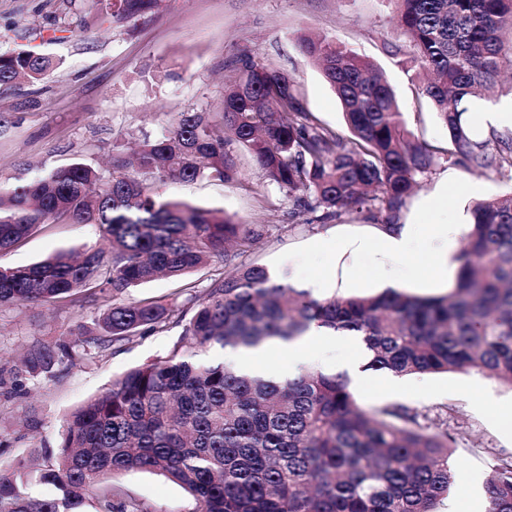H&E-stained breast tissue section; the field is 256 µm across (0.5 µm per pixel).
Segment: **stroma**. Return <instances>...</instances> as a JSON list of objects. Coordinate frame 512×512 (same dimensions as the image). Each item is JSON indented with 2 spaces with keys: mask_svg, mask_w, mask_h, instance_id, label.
Wrapping results in <instances>:
<instances>
[{
  "mask_svg": "<svg viewBox=\"0 0 512 512\" xmlns=\"http://www.w3.org/2000/svg\"><path fill=\"white\" fill-rule=\"evenodd\" d=\"M395 0H160L149 12L113 16L100 0L67 6L65 0H0V52L31 51L55 56L58 65L40 83L0 86V189L14 184L31 166L48 168L75 160L104 177L125 171L135 143L160 137L171 115L187 110L217 112L237 60L253 56L287 73L302 106L318 123L346 134L341 106L321 74L299 50V40L317 33L373 60L394 86L404 120L438 162L410 196L404 218H412L441 176L456 170L460 194L453 209L512 194V179L452 167L445 158L448 131L417 94L402 56L385 52L400 41ZM238 182L210 179L159 183L161 196L224 210L245 224L265 227L249 262L277 279L298 285L320 274L326 251L310 240L355 234L367 223L353 211L319 220L299 212L286 189L268 180L244 152L234 155ZM93 224H50L16 246L0 251V267H17L69 248L100 245ZM212 267L188 274L197 288L210 281ZM183 280V281H186ZM183 281L159 279L131 290V301L180 296ZM99 306L44 307L23 304L0 311V356L33 342H71L78 325H93ZM182 331L163 330L133 337L92 361L61 364L28 380L27 392L0 406V467L30 452L57 447L66 414L108 387L113 378L166 356ZM368 387L356 389L366 405L400 403L421 412L449 405L451 427L464 433L450 462L454 485L441 512H464L462 493L473 474L489 475L497 455L512 453V431L500 427L501 412L512 408V386L470 370L394 377L374 372ZM129 496L153 512H193L195 503L179 486L141 471L116 476Z\"/></svg>",
  "mask_w": 512,
  "mask_h": 512,
  "instance_id": "1",
  "label": "stroma"
}]
</instances>
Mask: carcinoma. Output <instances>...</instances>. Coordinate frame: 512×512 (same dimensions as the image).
Returning a JSON list of instances; mask_svg holds the SVG:
<instances>
[{
	"instance_id": "1",
	"label": "carcinoma",
	"mask_w": 512,
	"mask_h": 512,
	"mask_svg": "<svg viewBox=\"0 0 512 512\" xmlns=\"http://www.w3.org/2000/svg\"><path fill=\"white\" fill-rule=\"evenodd\" d=\"M409 70L448 130L447 159L474 172H512V131L475 130L473 112L512 72V0H396ZM157 0H112L134 16ZM301 51L333 89L350 136L303 111L295 81L251 57L224 90L221 112H179L170 129L140 145L136 168L105 180L82 162L20 177L0 192V251L44 224H96L110 250H61L0 268V308L83 306L112 299L70 344L36 343L0 376L11 392L63 359L91 360L133 336L184 322L170 352L112 380L64 419L57 448L0 470V512H151L106 482L138 470L186 491L195 512H440L454 484L448 464L463 433L451 408L430 415L393 403L367 406L347 377L307 369L284 381L253 376L203 357L212 347L256 348L291 341L315 324L360 338L364 369L395 377L472 369L512 385V195L470 207L471 228L448 293L387 290L315 299L237 259L264 235L222 210L168 200L167 179L238 180L233 147L296 194L303 211L338 219L355 210L396 224L420 177L437 163L407 129L393 86L377 66L324 38ZM57 62L43 54H0V85L45 80ZM215 259L224 270L175 299L124 302L159 277L178 278ZM51 496L26 493L32 477ZM488 512H512V454L486 481Z\"/></svg>"
}]
</instances>
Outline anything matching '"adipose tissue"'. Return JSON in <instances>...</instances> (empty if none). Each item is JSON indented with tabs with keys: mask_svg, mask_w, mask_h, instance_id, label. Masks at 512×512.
Listing matches in <instances>:
<instances>
[{
	"mask_svg": "<svg viewBox=\"0 0 512 512\" xmlns=\"http://www.w3.org/2000/svg\"><path fill=\"white\" fill-rule=\"evenodd\" d=\"M457 182L454 172H446L437 188L420 202L413 222L360 236L337 235L333 262L320 276L303 281V289L328 296L345 288L357 278V269L353 265L357 259L377 267L383 281L394 282L408 276L416 254L421 251L431 260L430 287L451 288L458 267L456 256L469 226L461 219L440 223L435 216L447 209L448 190ZM357 345L356 337L313 326L295 341H275L256 349L239 350L233 353L232 359L244 371L260 374L264 371L263 359L270 353L279 352L288 358L283 374L290 378L306 364L310 352L326 354L343 350L347 353L343 366L354 374L359 367Z\"/></svg>",
	"mask_w": 512,
	"mask_h": 512,
	"instance_id": "obj_1",
	"label": "adipose tissue"
}]
</instances>
